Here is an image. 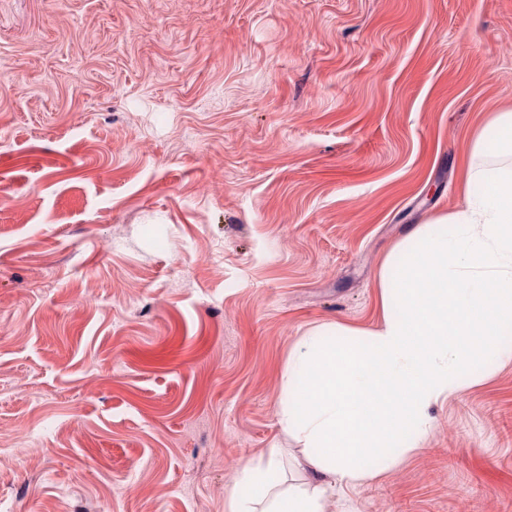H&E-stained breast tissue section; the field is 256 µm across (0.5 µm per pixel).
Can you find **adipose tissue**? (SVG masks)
<instances>
[{
  "mask_svg": "<svg viewBox=\"0 0 512 512\" xmlns=\"http://www.w3.org/2000/svg\"><path fill=\"white\" fill-rule=\"evenodd\" d=\"M465 163V204L398 241L377 272L375 329L327 323L288 356L277 411L303 446L312 479L284 485L280 453L245 460L228 512H327L328 493L354 488L420 447L430 408L512 358V110L486 120Z\"/></svg>",
  "mask_w": 512,
  "mask_h": 512,
  "instance_id": "obj_1",
  "label": "adipose tissue"
}]
</instances>
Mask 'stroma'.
I'll list each match as a JSON object with an SVG mask.
<instances>
[{
	"instance_id": "stroma-1",
	"label": "stroma",
	"mask_w": 512,
	"mask_h": 512,
	"mask_svg": "<svg viewBox=\"0 0 512 512\" xmlns=\"http://www.w3.org/2000/svg\"><path fill=\"white\" fill-rule=\"evenodd\" d=\"M512 0H0V512H227L315 326L463 202ZM329 512H512V360Z\"/></svg>"
}]
</instances>
